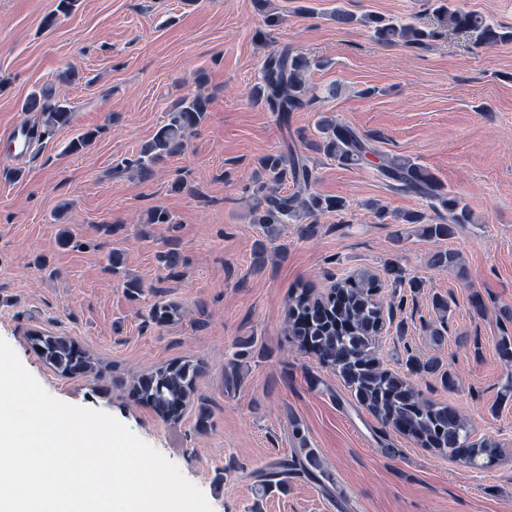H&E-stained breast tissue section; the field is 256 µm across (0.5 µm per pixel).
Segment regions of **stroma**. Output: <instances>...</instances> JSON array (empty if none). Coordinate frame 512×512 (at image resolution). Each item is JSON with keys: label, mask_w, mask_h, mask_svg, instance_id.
<instances>
[{"label": "stroma", "mask_w": 512, "mask_h": 512, "mask_svg": "<svg viewBox=\"0 0 512 512\" xmlns=\"http://www.w3.org/2000/svg\"><path fill=\"white\" fill-rule=\"evenodd\" d=\"M274 2L283 17L274 27L252 0H78L48 28L56 0H0V338L51 395L114 416L174 462L214 512H512V398L504 396L512 366L497 354L498 338L512 336V41L479 47L462 33L422 50L384 47L366 28L329 18L340 6L435 27L434 0ZM285 45L329 65L309 74L316 99L283 122L251 105L248 93L260 60ZM68 65L80 75L66 90L71 123L15 152L13 130L38 120L22 111L24 98ZM199 92L211 103L185 152L147 181L123 170L173 102ZM322 115L427 168L469 206L472 223L440 241L395 223V215L427 210L426 201L388 190L371 165L345 166L311 150ZM95 128L88 149L67 152L73 137ZM289 148L307 157L315 191L343 198L348 210L323 216L314 236L291 225L270 240L249 219L256 160ZM178 177L192 193L172 191ZM369 201L386 218L367 210ZM156 207L170 223H145ZM172 247L181 262L168 269L158 257ZM114 248L116 274L107 262ZM439 249L460 253L467 279L429 266ZM394 265L420 290H393ZM364 268L377 274L383 301L404 297L385 311L383 367L403 374L409 355L438 358L455 374V390L428 375L412 382L499 443L502 460L476 469L416 447L290 344L289 294H325ZM130 280L142 292L129 290ZM435 293L448 300L446 321L431 307ZM476 295L484 311L473 307ZM159 302L180 305L179 319L152 321ZM433 328L441 342L430 338ZM45 335L73 339L102 378L60 375L32 342ZM474 342L480 355L469 349ZM245 345L242 382L226 390L225 364ZM174 359L203 365L196 396L212 412L207 430L196 428L194 408L165 420L130 391L138 375ZM303 446L321 458V479L260 494L255 472Z\"/></svg>", "instance_id": "1"}]
</instances>
